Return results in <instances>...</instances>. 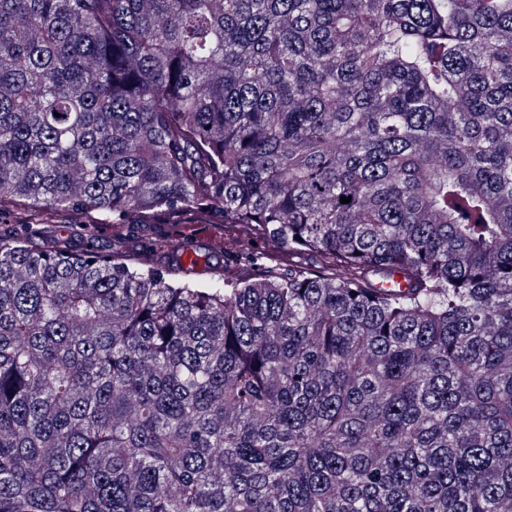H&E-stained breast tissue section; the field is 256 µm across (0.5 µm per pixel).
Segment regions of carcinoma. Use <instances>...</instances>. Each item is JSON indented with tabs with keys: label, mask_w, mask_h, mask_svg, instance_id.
Wrapping results in <instances>:
<instances>
[{
	"label": "carcinoma",
	"mask_w": 512,
	"mask_h": 512,
	"mask_svg": "<svg viewBox=\"0 0 512 512\" xmlns=\"http://www.w3.org/2000/svg\"><path fill=\"white\" fill-rule=\"evenodd\" d=\"M1 218L0 512H512V0H0Z\"/></svg>",
	"instance_id": "1"
}]
</instances>
